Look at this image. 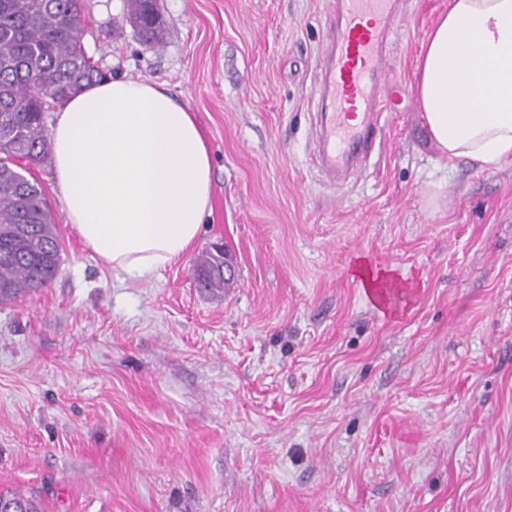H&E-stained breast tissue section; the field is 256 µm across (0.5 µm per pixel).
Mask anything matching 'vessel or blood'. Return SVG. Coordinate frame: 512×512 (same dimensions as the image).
<instances>
[{
  "instance_id": "1",
  "label": "vessel or blood",
  "mask_w": 512,
  "mask_h": 512,
  "mask_svg": "<svg viewBox=\"0 0 512 512\" xmlns=\"http://www.w3.org/2000/svg\"><path fill=\"white\" fill-rule=\"evenodd\" d=\"M399 0H331L316 83V162L343 183L365 165L392 79Z\"/></svg>"
}]
</instances>
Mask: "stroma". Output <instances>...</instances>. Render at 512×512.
<instances>
[{"mask_svg":"<svg viewBox=\"0 0 512 512\" xmlns=\"http://www.w3.org/2000/svg\"><path fill=\"white\" fill-rule=\"evenodd\" d=\"M329 0H160L161 46L85 0L83 46L157 83L212 155V212L148 283L70 228L61 264L0 305V492L44 512H512V159L434 147L417 58L448 0H400L368 165L314 162ZM229 288L194 282L214 243ZM390 272L383 305L355 275Z\"/></svg>","mask_w":512,"mask_h":512,"instance_id":"stroma-1","label":"stroma"}]
</instances>
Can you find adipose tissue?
Segmentation results:
<instances>
[{
  "label": "adipose tissue",
  "instance_id": "1",
  "mask_svg": "<svg viewBox=\"0 0 512 512\" xmlns=\"http://www.w3.org/2000/svg\"><path fill=\"white\" fill-rule=\"evenodd\" d=\"M416 97L441 155L486 170L512 158V0H450L419 55ZM67 221L124 279L185 255L211 210L210 149L163 87L112 78L71 98L50 133Z\"/></svg>",
  "mask_w": 512,
  "mask_h": 512
}]
</instances>
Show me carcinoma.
<instances>
[{
	"label": "carcinoma",
	"mask_w": 512,
	"mask_h": 512,
	"mask_svg": "<svg viewBox=\"0 0 512 512\" xmlns=\"http://www.w3.org/2000/svg\"><path fill=\"white\" fill-rule=\"evenodd\" d=\"M124 20L158 47L165 23L151 0H124ZM83 0H0V304L49 286L61 246L41 184L20 172L19 162L39 165L51 152L47 103H65L101 80L79 47L77 19ZM214 246L196 260L194 278L208 290L224 288ZM13 512H39L35 500L0 492Z\"/></svg>",
	"instance_id": "carcinoma-1"
}]
</instances>
